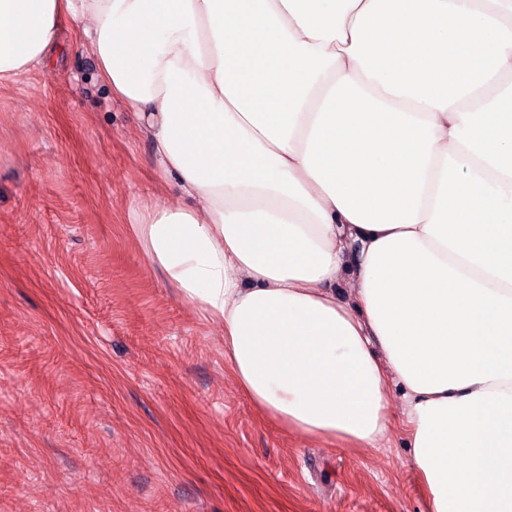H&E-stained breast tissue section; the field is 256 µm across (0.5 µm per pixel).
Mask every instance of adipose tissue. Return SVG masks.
<instances>
[{
	"instance_id": "ef3b65f1",
	"label": "adipose tissue",
	"mask_w": 512,
	"mask_h": 512,
	"mask_svg": "<svg viewBox=\"0 0 512 512\" xmlns=\"http://www.w3.org/2000/svg\"><path fill=\"white\" fill-rule=\"evenodd\" d=\"M66 18L183 198L139 247L254 406L374 448L400 393L429 512H512V0H0V88Z\"/></svg>"
}]
</instances>
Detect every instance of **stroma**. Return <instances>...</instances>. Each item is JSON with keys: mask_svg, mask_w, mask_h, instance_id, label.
<instances>
[{"mask_svg": "<svg viewBox=\"0 0 512 512\" xmlns=\"http://www.w3.org/2000/svg\"><path fill=\"white\" fill-rule=\"evenodd\" d=\"M139 125L68 19L0 92V512H427L399 432L317 443L235 385L131 232L179 200Z\"/></svg>", "mask_w": 512, "mask_h": 512, "instance_id": "obj_1", "label": "stroma"}]
</instances>
